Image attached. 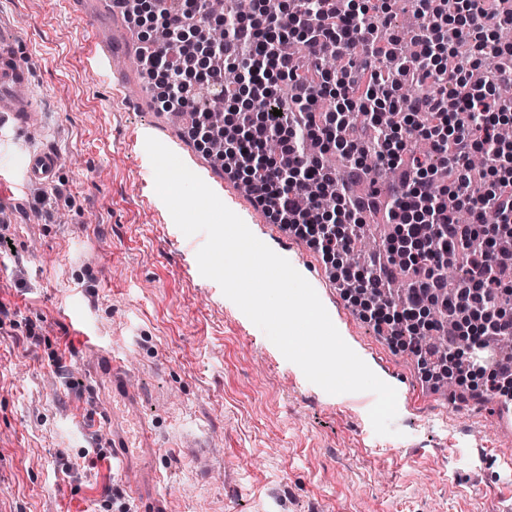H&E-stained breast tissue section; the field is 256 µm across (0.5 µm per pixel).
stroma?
<instances>
[{
    "label": "stroma",
    "instance_id": "obj_1",
    "mask_svg": "<svg viewBox=\"0 0 512 512\" xmlns=\"http://www.w3.org/2000/svg\"><path fill=\"white\" fill-rule=\"evenodd\" d=\"M67 0H0V35L34 70L42 128L0 155L47 147L50 184L0 191V512H108L123 476L95 440L112 426L92 391L84 335L121 358L133 415L154 431L150 467L172 512H512L498 397L448 398L333 286L305 241L280 238L239 181L170 124L154 91H129L81 60ZM151 130L251 232L297 263L345 342L398 394L395 435H377L369 392L331 395L203 277L137 156ZM40 329L41 340L29 339ZM210 451L199 474L192 448Z\"/></svg>",
    "mask_w": 512,
    "mask_h": 512
}]
</instances>
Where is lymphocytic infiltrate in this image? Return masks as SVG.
Masks as SVG:
<instances>
[{
  "label": "lymphocytic infiltrate",
  "instance_id": "1",
  "mask_svg": "<svg viewBox=\"0 0 512 512\" xmlns=\"http://www.w3.org/2000/svg\"><path fill=\"white\" fill-rule=\"evenodd\" d=\"M124 15L138 27L152 25L164 41H151L146 70L158 91L162 108L190 115L189 135L206 137L211 128L196 109L205 92L222 95L225 109L237 113L236 125L224 130L228 170L245 177L250 193L275 223L305 240L328 266L351 252L356 230L379 207L377 195L352 196L337 185L330 209L299 206L310 189L332 181L320 156L308 154L304 141H317L322 152L336 149L350 163L352 174L367 173L365 149L375 142L382 168H397L401 177L389 201L394 237L414 247L401 263L410 280L402 302L384 296L387 286L380 266L349 269L355 284L348 299L356 311L381 329L413 326L407 338H395L409 351L427 377L447 364L458 385H465L486 340L512 336V314L502 313V300L512 297V252L498 241L512 226V144L498 138L500 127L512 124V99L499 98V84L512 83V68L500 59L512 57V45L497 34L512 27V0H409L423 26L411 33L412 55L398 79L381 67L397 51L396 39L378 33L374 21L386 6L374 0H263L248 16L237 18L219 44L209 43L207 15L201 0H154L152 16H144L138 0H119ZM301 42L308 55L328 47L347 55L349 63L335 79L323 69L308 71L294 56L281 51L283 40ZM211 56L223 58L220 68L207 67L202 78L189 80L197 44ZM239 71L238 86L224 85V70ZM288 80L295 91L291 108H283L277 79ZM415 86L412 108L397 111L394 93L400 82ZM250 96L249 108L239 104L240 90ZM287 138L285 152L268 156L258 144ZM430 141L434 152L453 151L451 180L441 195H433L429 160L414 157L416 141ZM487 159L482 190H474L469 160ZM466 211L470 223L457 220ZM496 214L493 224L484 213ZM461 259L463 274L448 285L439 263L442 254ZM447 303L458 320L448 339L444 361H437L428 338L437 329L434 319L419 314L433 303ZM466 344H459V337Z\"/></svg>",
  "mask_w": 512,
  "mask_h": 512
}]
</instances>
